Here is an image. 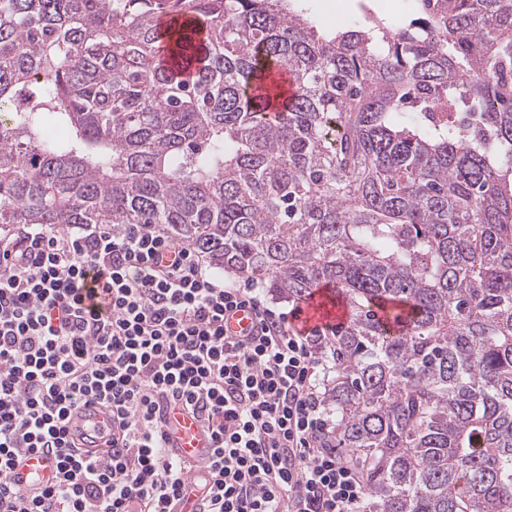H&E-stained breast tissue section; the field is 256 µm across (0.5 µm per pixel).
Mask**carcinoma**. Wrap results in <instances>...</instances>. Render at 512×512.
Instances as JSON below:
<instances>
[{"label":"carcinoma","instance_id":"carcinoma-1","mask_svg":"<svg viewBox=\"0 0 512 512\" xmlns=\"http://www.w3.org/2000/svg\"><path fill=\"white\" fill-rule=\"evenodd\" d=\"M175 2L200 43L159 0H0V230L155 224L281 298L333 288L365 512H512V0L333 37L288 0Z\"/></svg>","mask_w":512,"mask_h":512}]
</instances>
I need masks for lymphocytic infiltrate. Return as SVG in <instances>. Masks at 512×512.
I'll use <instances>...</instances> for the list:
<instances>
[{
  "label": "lymphocytic infiltrate",
  "mask_w": 512,
  "mask_h": 512,
  "mask_svg": "<svg viewBox=\"0 0 512 512\" xmlns=\"http://www.w3.org/2000/svg\"><path fill=\"white\" fill-rule=\"evenodd\" d=\"M247 308V336L224 331ZM335 328L301 333L256 285L224 283L148 224H32L0 238V512H172L190 460L165 452L161 411L215 441L201 512H364L358 470L327 442L322 377ZM120 435L91 452L67 420L91 402ZM54 460L20 485L28 454Z\"/></svg>",
  "instance_id": "f902f5d3"
}]
</instances>
